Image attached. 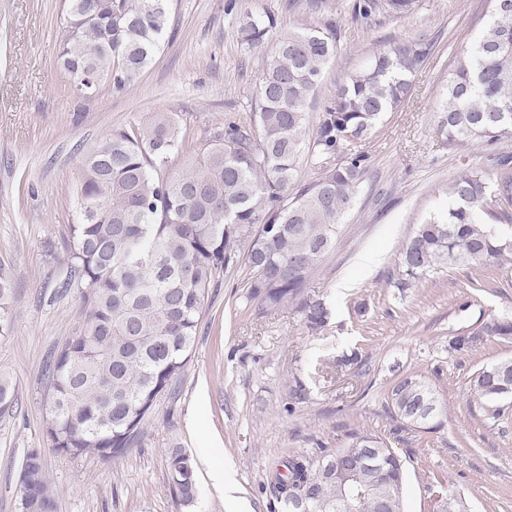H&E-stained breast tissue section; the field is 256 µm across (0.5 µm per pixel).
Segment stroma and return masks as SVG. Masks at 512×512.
<instances>
[{"label": "stroma", "instance_id": "stroma-1", "mask_svg": "<svg viewBox=\"0 0 512 512\" xmlns=\"http://www.w3.org/2000/svg\"><path fill=\"white\" fill-rule=\"evenodd\" d=\"M326 0H172L171 29L154 62L133 85L96 93L73 90L59 61L64 0H0V258L14 275L11 335L0 337V375L15 404L0 414V512H21L19 474L27 449L44 454L57 492L56 512H176L168 453L192 458L199 482L195 512H272L269 470L293 453L338 448L348 431L390 439L386 391L409 372L439 392L447 419L435 433L409 434L403 512H425V476L444 475L468 512H512V404L490 418L469 382L483 366L512 358V344L491 339L477 352L448 349L455 330L478 318L512 315V261L494 268L495 293L475 297L471 265H445L417 287L399 291L400 252L418 224L446 205V188L463 170L512 155V136L492 147L448 145L437 119L460 48L489 20V0H418L411 16L352 21ZM274 14L280 30L336 19L337 53L326 65L308 112L317 117L342 76L393 40L427 31L434 52L417 73L410 98L361 143L371 169L345 216L335 246L313 279L332 315L311 333L290 308L258 316L247 302L250 270L228 269L210 289L189 370L176 398L165 399L142 448L114 462L78 460L49 448L42 373L57 345L84 320L79 289L62 291L64 239L77 220L75 187L82 157L112 130L164 112L190 140L230 113L246 114L261 55L238 37L246 14ZM368 306L365 319L355 303ZM356 353L363 369L340 365ZM302 382L305 402L283 409ZM223 464L233 490L215 488L211 463Z\"/></svg>", "mask_w": 512, "mask_h": 512}]
</instances>
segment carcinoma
<instances>
[{
  "mask_svg": "<svg viewBox=\"0 0 512 512\" xmlns=\"http://www.w3.org/2000/svg\"><path fill=\"white\" fill-rule=\"evenodd\" d=\"M170 0H66L60 64L71 84L77 73L105 75L122 90L136 81L171 27ZM487 27L458 53L438 117V133L456 146H492L512 135V0H490ZM416 0H349L346 12L368 24L379 13L405 17ZM270 13L247 15L241 39L262 53L250 117L233 114L195 143L179 172L169 170L187 133L166 113L112 131L87 153L78 172V222L69 225L65 288L81 289L85 324L66 339L45 370L50 445L74 459L117 460L144 445L158 403L172 398L185 376L209 288L230 266L250 269L247 299L258 315L293 308L307 329L320 332L330 311L312 288L322 256L370 171L357 143L384 114L406 99L410 78L429 59L434 40L414 34L393 41L338 84L307 132V107L323 70L336 54V22L276 34ZM306 159L314 180L297 183ZM512 206V167L501 159L491 172L462 171L448 185V208L417 225L401 251L396 287H417L442 263L493 266L512 256V236L488 224ZM12 267L0 261V336L10 332ZM512 343V316L458 329L449 350L468 354L490 339ZM470 386L491 405L512 398V361L479 369ZM394 432L433 433L444 427L437 391L415 376L396 379L387 393ZM307 399L297 382L284 411ZM384 441L367 431L348 433L343 447L292 454L270 475L281 512H336L351 492L326 474L336 454L349 465ZM395 448L356 483L355 512H401L404 459ZM168 481L177 512H192L196 468L182 449L168 453ZM22 512H55L56 493L42 450L30 448L20 473ZM429 512L456 498L448 481L428 480Z\"/></svg>",
  "mask_w": 512,
  "mask_h": 512,
  "instance_id": "obj_1",
  "label": "carcinoma"
}]
</instances>
